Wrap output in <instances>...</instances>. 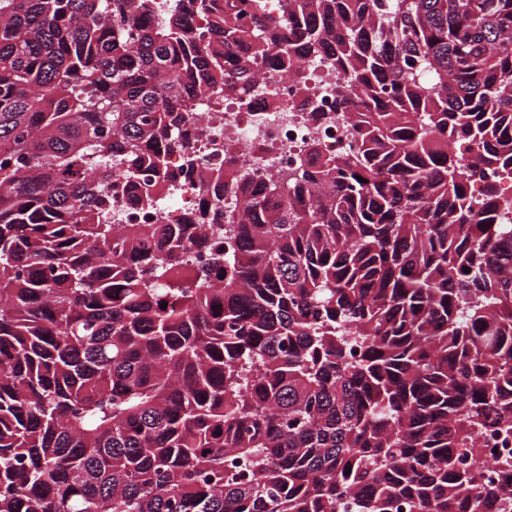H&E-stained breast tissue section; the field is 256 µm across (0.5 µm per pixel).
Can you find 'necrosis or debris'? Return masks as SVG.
I'll return each instance as SVG.
<instances>
[{
  "mask_svg": "<svg viewBox=\"0 0 512 512\" xmlns=\"http://www.w3.org/2000/svg\"><path fill=\"white\" fill-rule=\"evenodd\" d=\"M339 91L340 83L323 57H305L291 71L271 63L251 86L189 100L187 109L194 117L183 127L187 146L200 165L249 171L252 189L266 192L272 181L287 179L311 143L331 155L356 148L345 114L336 109ZM172 196L176 206L162 201L148 208L135 196H121L112 221L176 224L201 199L190 176L177 179Z\"/></svg>",
  "mask_w": 512,
  "mask_h": 512,
  "instance_id": "4bbe7bcc",
  "label": "necrosis or debris"
}]
</instances>
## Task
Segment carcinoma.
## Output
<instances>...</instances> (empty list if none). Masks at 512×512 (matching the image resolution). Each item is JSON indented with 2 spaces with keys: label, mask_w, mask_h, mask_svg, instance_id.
<instances>
[{
  "label": "carcinoma",
  "mask_w": 512,
  "mask_h": 512,
  "mask_svg": "<svg viewBox=\"0 0 512 512\" xmlns=\"http://www.w3.org/2000/svg\"><path fill=\"white\" fill-rule=\"evenodd\" d=\"M112 2L0 0V512H512L470 463L512 433V202L467 197L512 173V0ZM308 55L355 151L261 197L190 163L241 224L112 223L187 98ZM486 181L493 182L497 184L500 188V191L503 193L504 197L508 199H512V179L510 180L507 175L501 174H489L488 178L478 179L474 181L471 185L469 196L473 202H480L482 199L480 189L486 183ZM511 189V190H510Z\"/></svg>",
  "instance_id": "obj_1"
}]
</instances>
